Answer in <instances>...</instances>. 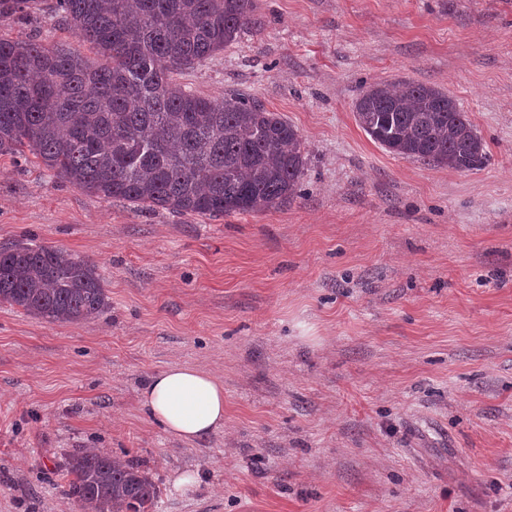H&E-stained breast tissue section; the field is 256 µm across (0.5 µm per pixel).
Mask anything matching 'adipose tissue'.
Masks as SVG:
<instances>
[{"mask_svg": "<svg viewBox=\"0 0 512 512\" xmlns=\"http://www.w3.org/2000/svg\"><path fill=\"white\" fill-rule=\"evenodd\" d=\"M139 406L166 434L202 440L224 426V385L201 368L173 366L150 377Z\"/></svg>", "mask_w": 512, "mask_h": 512, "instance_id": "adipose-tissue-1", "label": "adipose tissue"}]
</instances>
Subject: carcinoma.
<instances>
[{
	"label": "carcinoma",
	"mask_w": 512,
	"mask_h": 512,
	"mask_svg": "<svg viewBox=\"0 0 512 512\" xmlns=\"http://www.w3.org/2000/svg\"><path fill=\"white\" fill-rule=\"evenodd\" d=\"M56 13L96 58L0 37V155L26 148L80 190L179 215L259 212L299 195L307 158L294 126L171 77L255 25V0H56ZM354 109L390 153L461 172L486 161L468 115L436 88L376 84ZM0 302L60 323L110 306L94 263L24 243L0 248ZM67 471L65 494L83 512H148L157 497L133 461L86 451Z\"/></svg>",
	"instance_id": "carcinoma-1"
}]
</instances>
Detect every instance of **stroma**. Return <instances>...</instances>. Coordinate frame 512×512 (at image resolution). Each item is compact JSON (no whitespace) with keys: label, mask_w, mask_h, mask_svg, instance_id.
<instances>
[{"label":"stroma","mask_w":512,"mask_h":512,"mask_svg":"<svg viewBox=\"0 0 512 512\" xmlns=\"http://www.w3.org/2000/svg\"><path fill=\"white\" fill-rule=\"evenodd\" d=\"M255 27L174 73L293 125L294 200L209 218L146 210L0 156V247L95 263L110 307L50 323L0 303V512H81L63 465L138 461L150 512H512V0H255ZM27 0L0 35L92 51ZM441 88L487 161L389 153L354 103ZM173 365L224 384V427L186 442L139 409ZM196 486L173 493V471Z\"/></svg>","instance_id":"obj_1"}]
</instances>
